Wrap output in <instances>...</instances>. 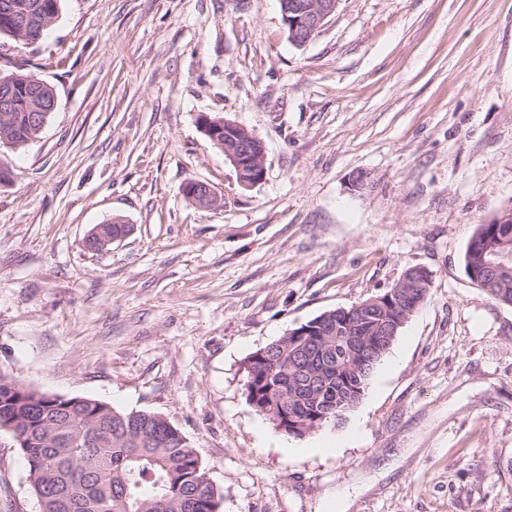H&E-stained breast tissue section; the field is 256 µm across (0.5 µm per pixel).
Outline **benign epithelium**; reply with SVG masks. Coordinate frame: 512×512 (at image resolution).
Listing matches in <instances>:
<instances>
[{
    "mask_svg": "<svg viewBox=\"0 0 512 512\" xmlns=\"http://www.w3.org/2000/svg\"><path fill=\"white\" fill-rule=\"evenodd\" d=\"M340 0H281L282 20L293 44L303 46L324 26L338 8ZM203 132L215 138L224 133V160L229 162L237 175L238 181L245 187L260 183L266 174L263 141L247 127L227 119L214 120L208 115L200 118ZM194 192L197 204L202 207H218L222 197L217 188L209 182H195ZM422 284L417 270L405 273L395 287L388 293L387 301L394 308H403L404 312L397 322H389L379 327L381 336L394 335L395 328L402 324L405 317L414 312L417 305L412 297Z\"/></svg>",
    "mask_w": 512,
    "mask_h": 512,
    "instance_id": "1",
    "label": "benign epithelium"
}]
</instances>
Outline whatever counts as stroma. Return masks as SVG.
<instances>
[{
  "label": "stroma",
  "instance_id": "obj_1",
  "mask_svg": "<svg viewBox=\"0 0 512 512\" xmlns=\"http://www.w3.org/2000/svg\"><path fill=\"white\" fill-rule=\"evenodd\" d=\"M0 57L56 95L39 138L0 147V373L163 415L220 512H512V307L463 264L512 210V0H341L301 47L278 0H62ZM203 114L263 140L261 183ZM115 216L132 232L88 250ZM416 266L430 296L359 403L276 447L246 358ZM27 476L0 428V512H40Z\"/></svg>",
  "mask_w": 512,
  "mask_h": 512
}]
</instances>
